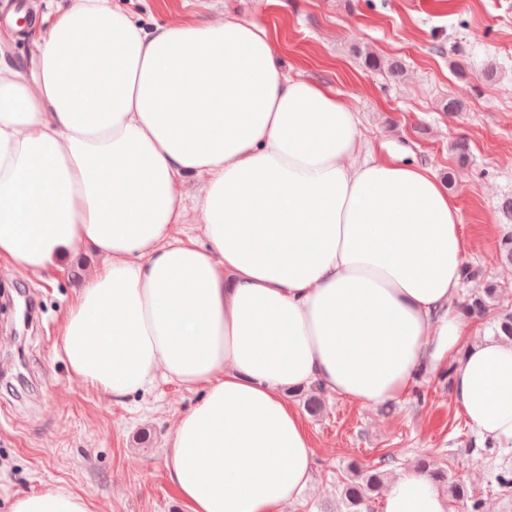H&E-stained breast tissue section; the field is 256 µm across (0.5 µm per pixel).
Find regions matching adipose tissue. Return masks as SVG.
I'll return each mask as SVG.
<instances>
[{"label":"adipose tissue","mask_w":512,"mask_h":512,"mask_svg":"<svg viewBox=\"0 0 512 512\" xmlns=\"http://www.w3.org/2000/svg\"><path fill=\"white\" fill-rule=\"evenodd\" d=\"M43 23L31 75L0 66V263L101 257L60 353L115 401L158 377L199 393L166 457L186 512H279L310 487L290 390L379 407L445 356L471 431L512 453V339L464 334L461 217L429 167L375 155L358 113L287 77L258 23L147 30L112 0ZM190 177L197 236L177 190ZM383 497L384 512H451L414 467ZM9 510L92 503L48 486Z\"/></svg>","instance_id":"ef3b65f1"}]
</instances>
